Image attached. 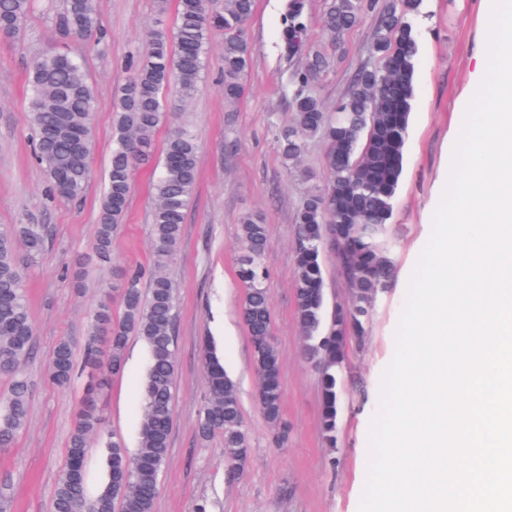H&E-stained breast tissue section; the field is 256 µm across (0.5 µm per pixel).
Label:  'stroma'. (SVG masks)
<instances>
[{
    "instance_id": "35a3bbf8",
    "label": "stroma",
    "mask_w": 512,
    "mask_h": 512,
    "mask_svg": "<svg viewBox=\"0 0 512 512\" xmlns=\"http://www.w3.org/2000/svg\"><path fill=\"white\" fill-rule=\"evenodd\" d=\"M488 2L422 0L413 21L419 44L416 98L389 232L393 286L375 299L364 341L346 348L331 452L320 431L319 377L302 355L293 290L297 211L310 191L324 186L327 170L319 139L308 141L294 168L279 152L278 136L293 123L291 98L305 62L304 55H288L281 42L284 0H256L246 27L254 54L237 101L224 99L219 33L211 37L195 95L184 101L168 94L169 112L195 136L199 174L179 251L166 270L177 287V370L169 453L154 512H358L380 376L393 356L408 279L429 238L447 179L464 115L461 97L471 90L486 54L483 13ZM63 6L64 0H34L20 36L0 40V230L23 224L47 230L40 259L21 265L35 327L32 352L22 369L29 386V414L12 447L0 449V512H51L86 384L80 374L64 387L48 379L55 346L69 340L75 359H82L92 314L104 296L115 295L122 270L133 266L148 275L154 271L150 228L156 159L134 175L111 262L95 258L92 236L115 134V92L126 82L129 59L141 49L147 30L158 21L174 27L176 12L156 16L154 0H98L104 41L89 38L65 45L55 30ZM377 23V13L371 12L347 32L335 65L313 85L327 108L335 107L360 67L375 65L371 45ZM61 48L84 59L95 91L91 177L76 201L50 195L35 159L29 119L31 61L43 51ZM248 215L268 227L267 285L272 335L281 360L282 420L288 429L280 446L258 407L250 338L239 315L242 289L235 271L243 254L239 228ZM208 345L223 360L241 406L248 463L235 480L227 476L223 436L205 439L198 432L209 397L202 361ZM148 365L146 345L130 337L123 370L99 397L107 427L89 444L88 496H96L106 483L112 443L131 453L138 448Z\"/></svg>"
}]
</instances>
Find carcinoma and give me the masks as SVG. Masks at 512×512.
I'll return each instance as SVG.
<instances>
[{
  "mask_svg": "<svg viewBox=\"0 0 512 512\" xmlns=\"http://www.w3.org/2000/svg\"><path fill=\"white\" fill-rule=\"evenodd\" d=\"M421 0H386L372 41L375 66L360 68L347 94L333 113L307 87L332 65L334 56L306 53L300 89L294 95V125L279 141L285 164L298 161L310 138L325 145L328 179L309 194L297 213L299 224L294 281L296 317L304 334V357L320 375L321 432L327 445L336 444L338 378L348 341L363 339L375 296L392 287L393 264L387 244L393 203L404 166L409 120L415 101L419 45L412 24ZM375 0H329L321 20L332 47L355 27ZM33 8V0H0V23L19 35ZM254 0H224L211 10L208 0H177L173 29L159 23L148 33L141 53L130 61L132 75L116 91V136L109 162L106 191L93 230V249L99 260L112 257V242L121 229L135 171L154 150L157 128L166 119L165 93L172 89L191 98L205 66L212 35L224 32V99L233 102L243 91L253 48L244 36ZM305 0H286L281 40L291 55L304 51ZM64 39L104 37L97 0H65L59 20ZM30 122L35 129V157L53 194L66 199L84 195L89 180L91 114L95 92L85 62L49 51L31 70ZM198 176V146L185 127L175 129L163 148L161 172L154 184L151 214L154 275L149 288L140 275L123 278L121 314L110 300L94 314L84 346V366L94 373L117 374L124 364L129 337L147 346L149 368L139 448L134 454L114 442L107 455V483L95 497L78 481L74 463H85L89 439L102 431L105 420L88 389L70 433L67 461L56 484L52 512H153L158 480L167 460L173 418L172 396L176 372L174 325L176 286L164 274L176 254ZM30 261L45 248L46 230L25 224L16 233H0V371L17 372L31 350L33 321L22 284L15 241ZM243 255L236 270L245 294L241 316L248 330L258 376V405L267 423L285 436L281 422L283 390L280 354L272 336V317L264 257L267 227L252 218L240 225ZM334 242L336 257L349 298L327 312L321 254ZM70 341H60L51 358L50 377L65 386L74 373ZM204 378L209 398L199 420V434H224V447L235 461L245 447L241 409L234 383L214 348L204 349ZM28 385L17 379L9 395L0 398V448H9L28 415Z\"/></svg>",
  "mask_w": 512,
  "mask_h": 512,
  "instance_id": "obj_1",
  "label": "carcinoma"
}]
</instances>
